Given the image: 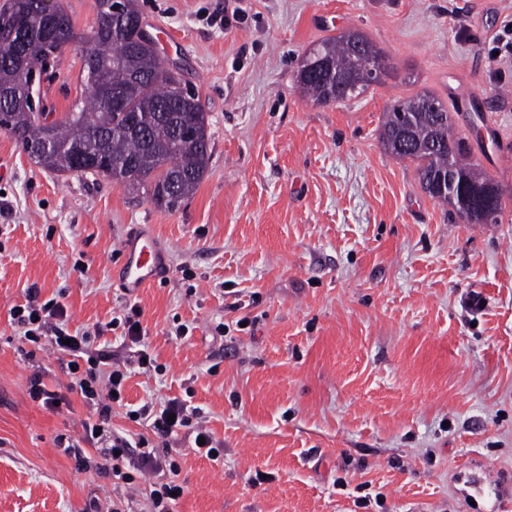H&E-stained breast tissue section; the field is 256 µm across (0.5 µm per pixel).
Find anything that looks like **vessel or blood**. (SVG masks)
I'll return each instance as SVG.
<instances>
[{
	"instance_id": "b4317fda",
	"label": "vessel or blood",
	"mask_w": 512,
	"mask_h": 512,
	"mask_svg": "<svg viewBox=\"0 0 512 512\" xmlns=\"http://www.w3.org/2000/svg\"><path fill=\"white\" fill-rule=\"evenodd\" d=\"M121 250V285L126 296L133 298L155 281L165 257L156 238L147 231L125 239Z\"/></svg>"
}]
</instances>
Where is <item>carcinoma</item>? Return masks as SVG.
Returning <instances> with one entry per match:
<instances>
[{"label": "carcinoma", "instance_id": "carcinoma-1", "mask_svg": "<svg viewBox=\"0 0 512 512\" xmlns=\"http://www.w3.org/2000/svg\"><path fill=\"white\" fill-rule=\"evenodd\" d=\"M42 0H6L0 6V114L5 113L13 138L28 150L29 139L44 129L49 150L35 164L57 173L85 174L77 165L78 152L99 157L95 173L112 177V163L136 161V176L119 182L132 192L150 189L151 201L172 210L191 195L209 164L207 112L198 96L177 72L165 69L155 44L143 40L136 26L135 0H127L126 35L118 36L112 0H95L96 23L86 35L76 30L62 4H56L60 23L55 39L31 44L22 54L12 50V31L6 11L18 7L32 28L41 27ZM352 31L329 37L309 49L297 73L301 93L318 104L345 101L363 94L369 83L360 80L362 57L352 49ZM84 45V95L76 110L41 125L44 110L36 109V74L66 43ZM382 139L390 153L418 162L423 190L443 181L442 202L472 224H497L502 212L500 191L490 207L479 193L494 182L470 160L465 139L455 133L448 108L438 98L419 94L398 100L384 112Z\"/></svg>", "mask_w": 512, "mask_h": 512}]
</instances>
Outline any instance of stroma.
Wrapping results in <instances>:
<instances>
[{"label":"stroma","mask_w":512,"mask_h":512,"mask_svg":"<svg viewBox=\"0 0 512 512\" xmlns=\"http://www.w3.org/2000/svg\"><path fill=\"white\" fill-rule=\"evenodd\" d=\"M137 5L208 113V171L170 211L102 175L41 169L0 132V512L115 497L142 512L150 492L109 477L101 451L81 470L60 447L95 409L67 391L56 351L25 353L9 311L33 289L65 305L69 331L103 326L96 349L155 358L158 371L126 380L109 427L175 450L177 512H512V67L493 76L489 57L512 0ZM347 30L388 74L313 103L300 62ZM80 75L79 47L49 63L39 88L53 117L79 102ZM424 91L501 190L499 223L451 220L417 162L385 149L387 107ZM145 229L166 263L131 299L120 244ZM133 304L137 345L106 328ZM36 375L58 407L31 400ZM166 397L198 409L168 441L126 415ZM198 425L223 459L194 452Z\"/></svg>","instance_id":"obj_1"}]
</instances>
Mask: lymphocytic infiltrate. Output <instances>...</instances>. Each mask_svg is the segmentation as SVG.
<instances>
[{"mask_svg": "<svg viewBox=\"0 0 512 512\" xmlns=\"http://www.w3.org/2000/svg\"><path fill=\"white\" fill-rule=\"evenodd\" d=\"M10 316L21 340L37 346L51 345L67 356V390L81 395L86 402L97 407V420L83 424L81 444L72 443L66 447L78 468L87 466L83 450L87 444H106L108 453L116 452L123 458L137 453L138 472L155 477L144 512H174L176 496L184 491L183 485L177 480L178 463L169 457L157 455L146 438H139L133 443L120 435L109 437L105 434L113 405L123 401L121 392L129 373L127 365L114 362L109 355L93 352L95 336L90 331L69 332L66 327L67 310L58 301L50 300L38 305L30 300L14 306ZM135 415L149 419L153 432L163 439L172 436L177 429L188 426L190 421L187 405L176 398L165 399L157 405L144 404L136 410Z\"/></svg>", "mask_w": 512, "mask_h": 512, "instance_id": "1", "label": "lymphocytic infiltrate"}]
</instances>
